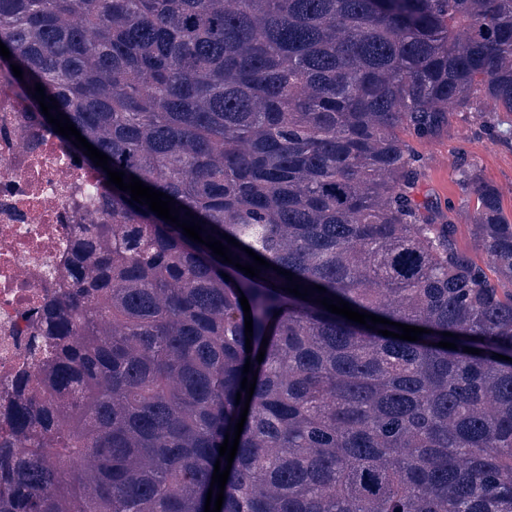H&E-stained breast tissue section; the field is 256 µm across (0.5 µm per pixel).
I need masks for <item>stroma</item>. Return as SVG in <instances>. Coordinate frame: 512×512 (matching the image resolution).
<instances>
[{"instance_id": "35a3bbf8", "label": "stroma", "mask_w": 512, "mask_h": 512, "mask_svg": "<svg viewBox=\"0 0 512 512\" xmlns=\"http://www.w3.org/2000/svg\"><path fill=\"white\" fill-rule=\"evenodd\" d=\"M426 158V167L418 184L417 197L438 203L456 229L458 246L479 264L489 260L477 246L471 224L474 204L463 199L456 184L454 161L459 155L472 158L482 178L500 191L502 207L512 214V141L493 140L469 113L453 116L447 134L417 146Z\"/></svg>"}]
</instances>
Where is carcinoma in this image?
<instances>
[{"label": "carcinoma", "instance_id": "1", "mask_svg": "<svg viewBox=\"0 0 512 512\" xmlns=\"http://www.w3.org/2000/svg\"><path fill=\"white\" fill-rule=\"evenodd\" d=\"M0 42L38 124L37 83L240 263L327 289L247 277L96 167L112 213L74 225L27 343L43 366L0 417V512H204L245 376L221 512H512V216L458 157L488 271L418 200L411 144L512 112V0H0Z\"/></svg>", "mask_w": 512, "mask_h": 512}]
</instances>
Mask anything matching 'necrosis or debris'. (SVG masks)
<instances>
[{"label": "necrosis or debris", "instance_id": "obj_1", "mask_svg": "<svg viewBox=\"0 0 512 512\" xmlns=\"http://www.w3.org/2000/svg\"><path fill=\"white\" fill-rule=\"evenodd\" d=\"M96 172L40 127L28 104L0 82V388L28 367L27 324L66 285L75 225L98 224L83 202Z\"/></svg>", "mask_w": 512, "mask_h": 512}]
</instances>
